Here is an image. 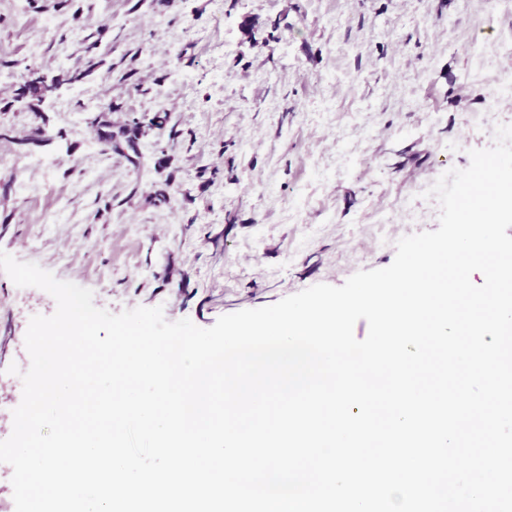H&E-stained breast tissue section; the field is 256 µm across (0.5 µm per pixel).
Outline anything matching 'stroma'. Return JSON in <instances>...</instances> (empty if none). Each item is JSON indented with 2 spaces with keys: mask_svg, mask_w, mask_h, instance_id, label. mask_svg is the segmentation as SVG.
<instances>
[{
  "mask_svg": "<svg viewBox=\"0 0 512 512\" xmlns=\"http://www.w3.org/2000/svg\"><path fill=\"white\" fill-rule=\"evenodd\" d=\"M95 31L91 75L17 101L24 67L83 69ZM497 41L512 44V13L492 0H29L22 16L0 0V251L112 313L159 306L201 328L387 267L400 237L438 227L420 185L512 124V102L473 119L492 79L472 52ZM110 103L118 125L166 110L179 136L150 130L136 171L99 141ZM55 310L0 271V440L29 320Z\"/></svg>",
  "mask_w": 512,
  "mask_h": 512,
  "instance_id": "35a3bbf8",
  "label": "stroma"
}]
</instances>
